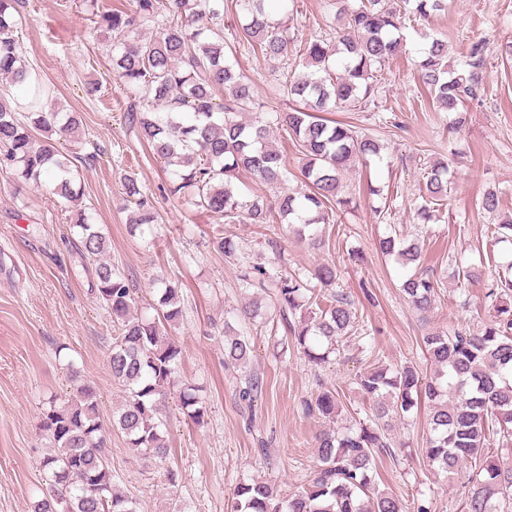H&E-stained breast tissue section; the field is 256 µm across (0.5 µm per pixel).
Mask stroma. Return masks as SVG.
<instances>
[{
	"label": "stroma",
	"mask_w": 512,
	"mask_h": 512,
	"mask_svg": "<svg viewBox=\"0 0 512 512\" xmlns=\"http://www.w3.org/2000/svg\"><path fill=\"white\" fill-rule=\"evenodd\" d=\"M27 11L20 50L54 89L49 107L82 116L68 147L79 157L84 202L109 238L108 260L135 288L138 306L149 300L156 275L182 286L184 317L173 335L183 358L175 386L201 387L207 416L194 425L177 394L170 395L163 411L170 453L160 465L129 448L124 434L110 432L115 487L137 501L138 512H230L236 487L252 478L274 482L284 497L299 490L314 469L315 436L323 427L322 420L304 415L303 404L319 384L336 387L349 408L364 412L369 404L354 377L372 358L394 367L422 366L425 333L472 330L489 320L484 293L505 252L491 234L500 219L512 218V61L500 55L512 41V0H448L447 11L430 26L408 22L406 50L378 72L374 102L335 113V120L379 139L383 159L345 174L342 193L353 203L335 223L323 225L322 248L299 242L284 224L273 232L230 225L239 255L272 273L335 265L337 291L354 301L369 332L350 337L336 358L316 368L285 347L283 328L255 330L245 370L224 362V319L252 293L241 286L239 266L213 249L222 220L169 195L163 163L126 121L131 98L110 69V44L93 21L90 0H29ZM336 12L335 0H296L283 15L296 39L276 61L235 42L240 16L225 12L224 38L235 43L230 60L252 79L266 112L287 108L284 72L301 63L306 39L335 32ZM425 28L447 40L448 60L456 65L473 41L489 44L483 99L467 103V124L456 135L449 131L452 113L436 108L418 80ZM90 82L98 90L88 96L83 87ZM437 162L448 165V197L422 224V189ZM129 176L155 208L154 234L130 231ZM489 191L500 199L494 216L480 208ZM68 222L48 188L16 190L10 172L0 170V512H32L45 488L40 423L49 399L68 396L71 373L96 387L104 423H111L125 397L107 365L112 322L92 287V265L64 235ZM392 229L419 243L420 268L438 282L427 313L407 302L404 268L377 248ZM248 373L264 382L253 402L240 395ZM426 433L425 413L396 422L392 453L379 460L376 481L405 503L406 512H461L473 467L464 465L450 478L438 472L422 456Z\"/></svg>",
	"instance_id": "35a3bbf8"
}]
</instances>
